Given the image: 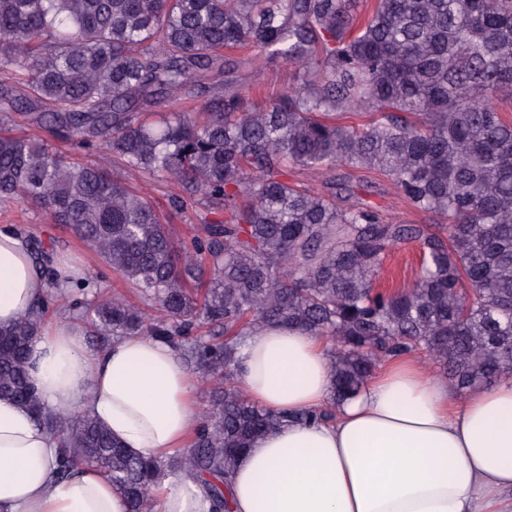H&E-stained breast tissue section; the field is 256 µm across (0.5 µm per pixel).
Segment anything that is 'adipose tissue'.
I'll return each instance as SVG.
<instances>
[{"instance_id":"obj_1","label":"adipose tissue","mask_w":512,"mask_h":512,"mask_svg":"<svg viewBox=\"0 0 512 512\" xmlns=\"http://www.w3.org/2000/svg\"><path fill=\"white\" fill-rule=\"evenodd\" d=\"M47 287L22 236L0 229V326L43 301ZM327 338L267 327L244 339L247 399L290 414L331 393ZM40 411L0 398V512H128L94 468L58 474L57 441L38 412H87L125 448L159 462L199 427L197 381L175 349L134 334L88 350L81 329L57 324L29 351ZM154 512H210L196 476L164 474ZM230 512H512V381L456 397L413 356L380 365L329 423L293 421L256 439L238 460Z\"/></svg>"}]
</instances>
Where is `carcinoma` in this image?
Returning <instances> with one entry per match:
<instances>
[{
	"instance_id": "1",
	"label": "carcinoma",
	"mask_w": 512,
	"mask_h": 512,
	"mask_svg": "<svg viewBox=\"0 0 512 512\" xmlns=\"http://www.w3.org/2000/svg\"><path fill=\"white\" fill-rule=\"evenodd\" d=\"M254 50L293 71L258 98L215 94L228 55ZM512 0H0V112L98 146L127 174L171 185L170 205L224 218L177 248L126 181L0 134V201L40 206L91 245L142 300L114 294L92 322L170 344L215 379L187 451L163 464L118 446L87 413L45 415L27 353L45 307L0 327V397L31 405L60 437L58 473L91 466L153 512L163 472L201 479L212 512L252 442L288 416L249 402L243 339L298 328L331 342V406L359 396L378 363L433 357L457 391L512 377ZM180 111L148 121L161 103ZM317 167L390 179L433 231L288 180ZM415 241L425 269L378 283L387 250Z\"/></svg>"
}]
</instances>
